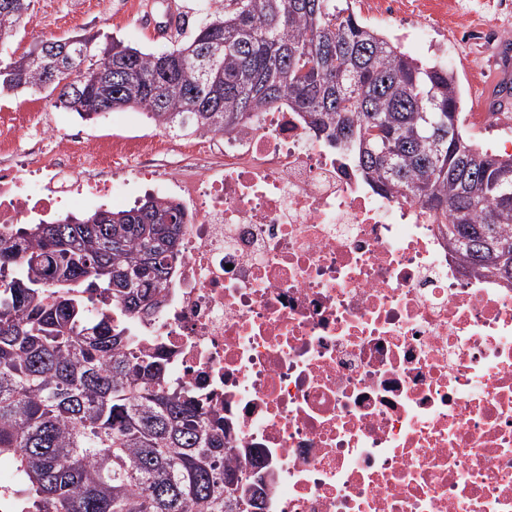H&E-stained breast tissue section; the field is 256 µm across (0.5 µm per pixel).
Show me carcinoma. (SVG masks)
Here are the masks:
<instances>
[{
	"mask_svg": "<svg viewBox=\"0 0 512 512\" xmlns=\"http://www.w3.org/2000/svg\"><path fill=\"white\" fill-rule=\"evenodd\" d=\"M32 0H0V41ZM46 43L0 69V91H59L86 120L139 108L160 128L234 132L256 112L303 113L371 186L433 213L473 277L512 283V155L472 142L461 89L366 24L350 0H224L161 53L112 41L79 69ZM216 56L198 75L199 58ZM179 204L27 224L0 242L19 266L0 290V465L21 478V512H254L255 477L224 466V424L164 366L131 350L128 327L90 316L77 289L149 315L179 254Z\"/></svg>",
	"mask_w": 512,
	"mask_h": 512,
	"instance_id": "obj_1",
	"label": "carcinoma"
}]
</instances>
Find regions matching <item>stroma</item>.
<instances>
[{
    "label": "stroma",
    "instance_id": "stroma-1",
    "mask_svg": "<svg viewBox=\"0 0 512 512\" xmlns=\"http://www.w3.org/2000/svg\"><path fill=\"white\" fill-rule=\"evenodd\" d=\"M130 10L137 17H151L152 27L131 29L125 18L107 15L103 0H33L29 19L24 29L15 36L0 42V61L7 63L33 48L40 42L53 41L78 33L96 35L98 44L114 39L157 53L170 48L178 41L189 39L193 34L199 11L204 0H152V7H144L143 0H129ZM176 4L180 15L177 30L168 37H157L155 27L168 20L169 4ZM449 12L470 19L480 18L495 22L512 31V0H448ZM377 30L392 39H398L403 49L411 56L423 61L441 60V47L446 38L442 30H434L432 43L426 44L408 37L401 24L377 23ZM455 58L451 63L461 86V110L471 112L478 106L489 104L481 85L490 77L488 60L495 50L466 40L454 45ZM50 113L54 123H71L79 130L85 141L103 144L125 136H158L156 128L144 114L127 108L101 115L92 120H83L74 112L64 109L58 102L57 93L50 89L35 92L24 91L0 97V115L19 114L32 109Z\"/></svg>",
    "mask_w": 512,
    "mask_h": 512
}]
</instances>
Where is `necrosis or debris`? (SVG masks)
<instances>
[{
	"instance_id": "1",
	"label": "necrosis or debris",
	"mask_w": 512,
	"mask_h": 512,
	"mask_svg": "<svg viewBox=\"0 0 512 512\" xmlns=\"http://www.w3.org/2000/svg\"><path fill=\"white\" fill-rule=\"evenodd\" d=\"M417 37L448 0H365ZM0 117V237L150 188L188 215L164 307L137 351L223 416L224 463L265 478L264 512H512V285L466 275L432 214L365 182L299 113L93 146Z\"/></svg>"
}]
</instances>
